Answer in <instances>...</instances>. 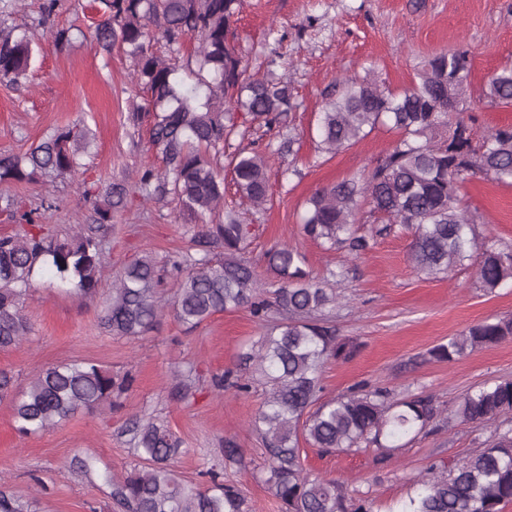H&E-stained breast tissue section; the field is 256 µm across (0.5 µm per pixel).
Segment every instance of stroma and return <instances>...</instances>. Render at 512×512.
<instances>
[{
  "mask_svg": "<svg viewBox=\"0 0 512 512\" xmlns=\"http://www.w3.org/2000/svg\"><path fill=\"white\" fill-rule=\"evenodd\" d=\"M42 2L21 0V10L7 17L8 23L30 29L35 53L21 85L0 83V155L26 153L46 135L73 125L89 129L91 143L73 179L55 186L40 179L0 184V195L39 208L43 197L54 194L55 208L42 211L40 221L62 233L91 221L84 188L101 193L114 182L134 184L144 168L162 162L149 143L147 120L133 118L131 58L119 47L100 50L91 36L99 20L93 0H61L45 20ZM74 23L84 38L57 45V31ZM230 40L254 68L275 61L276 72L287 75L293 88L295 108L281 130L268 132L246 122L231 140L235 151L290 141L289 154L268 157L269 201L257 208L240 198L228 170L224 208L251 224V251L265 288L275 289L276 282L261 257L283 243L305 255L313 276H330L339 302L327 321L357 349L349 359L326 366L324 399L366 382L390 388L398 398L432 395L447 412L382 462L371 451L322 453L304 446L310 473L367 496L375 512H390L431 464L457 462L486 447L495 432L512 428V413L481 425L449 415L467 391L512 379V337L450 363L430 355L473 324L512 316V282L489 293L467 266L446 277L417 272L409 259L413 232L400 224L358 258L341 249L324 250L304 236L300 217L307 199L372 168L396 139L382 127L328 154L318 147L317 122L339 78L370 71L400 92L430 57L462 46L472 60L468 114L476 134L512 125V105L490 107L481 101L489 76L512 63V0H244ZM462 205L479 216L480 237L512 245V185L475 176L462 190ZM201 228V220L180 211L172 197L133 196L112 215L94 293H71L58 281L35 276L23 304L29 338L0 350V370L12 376L15 388L50 366L79 362L101 365L115 380L131 379L132 386L118 407L84 411L28 436L15 428L10 399L0 400V480L33 512H120L100 475H123L135 463L127 428L143 416L159 418L181 439L184 453L175 470L182 481L207 487V470L220 465L225 479L244 491L251 512H281L261 480L262 441L251 426L262 393L238 400L210 386L212 375L242 367V355L263 334V325L245 309L215 314L191 332L168 312L138 338L109 335L101 325L104 301L125 264L147 254L165 265ZM180 373L195 383L185 399L174 394ZM229 441L238 450L234 462L224 457ZM87 456L97 461L93 473L70 469L72 459Z\"/></svg>",
  "mask_w": 512,
  "mask_h": 512,
  "instance_id": "obj_1",
  "label": "stroma"
}]
</instances>
